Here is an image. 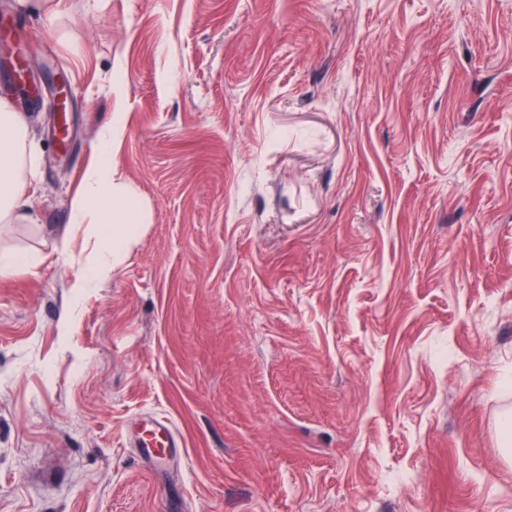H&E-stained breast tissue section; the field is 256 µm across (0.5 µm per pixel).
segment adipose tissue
Returning <instances> with one entry per match:
<instances>
[{
    "label": "adipose tissue",
    "mask_w": 512,
    "mask_h": 512,
    "mask_svg": "<svg viewBox=\"0 0 512 512\" xmlns=\"http://www.w3.org/2000/svg\"><path fill=\"white\" fill-rule=\"evenodd\" d=\"M123 131V117L114 114L96 143V160L86 170L81 187L70 201L72 224L86 227L96 245V255L82 267L77 285L89 287L108 277L138 234L141 216L127 202L131 189L117 183L112 171V146ZM24 115L0 99V224L15 223L27 173L35 159L27 141Z\"/></svg>",
    "instance_id": "obj_1"
}]
</instances>
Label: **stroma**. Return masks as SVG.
<instances>
[{
    "label": "stroma",
    "mask_w": 512,
    "mask_h": 512,
    "mask_svg": "<svg viewBox=\"0 0 512 512\" xmlns=\"http://www.w3.org/2000/svg\"><path fill=\"white\" fill-rule=\"evenodd\" d=\"M11 2L40 93L0 67L38 152L0 224V512H512V0ZM115 112L143 222L78 291ZM133 446L144 448L152 461H165L176 454L180 440L171 423L158 416L142 419L131 430Z\"/></svg>",
    "instance_id": "35a3bbf8"
}]
</instances>
